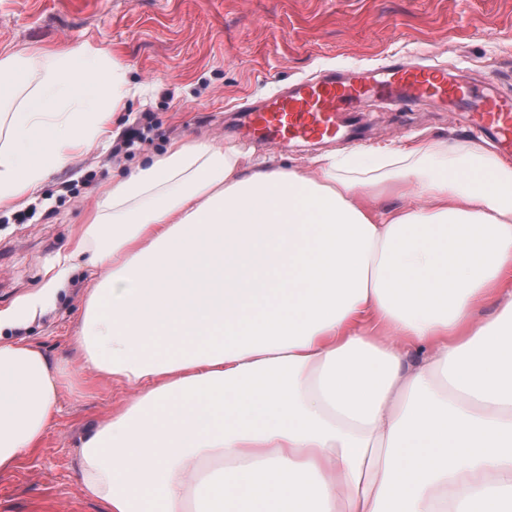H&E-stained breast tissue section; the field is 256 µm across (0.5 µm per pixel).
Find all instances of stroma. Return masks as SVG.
Wrapping results in <instances>:
<instances>
[{
	"label": "stroma",
	"instance_id": "obj_1",
	"mask_svg": "<svg viewBox=\"0 0 512 512\" xmlns=\"http://www.w3.org/2000/svg\"><path fill=\"white\" fill-rule=\"evenodd\" d=\"M87 45L120 64L128 95L107 148L76 155L15 205L0 209V309L45 288L50 268L72 250L95 201L145 157L175 141H206L280 165L310 166L324 153L400 146L414 138L474 144L467 114L430 100L363 103L364 139L267 143L237 130L240 109L278 89L332 70L398 57L437 64L512 98V0H0V58L27 68L0 99V145L19 102L48 65L44 49ZM141 136L130 149V129ZM86 275L67 294L12 330L55 358L72 356ZM89 393L63 390L60 412L39 450L0 476V512H100L74 466L85 430L124 395L120 384L84 370Z\"/></svg>",
	"mask_w": 512,
	"mask_h": 512
}]
</instances>
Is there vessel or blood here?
<instances>
[{"label": "vessel or blood", "instance_id": "obj_1", "mask_svg": "<svg viewBox=\"0 0 512 512\" xmlns=\"http://www.w3.org/2000/svg\"><path fill=\"white\" fill-rule=\"evenodd\" d=\"M368 97L403 101L451 98L471 104L473 127L490 133L503 150L512 151L511 98H485L467 79L449 80L442 67L407 62L301 81L250 109L247 123L253 133L273 143L322 140L338 134V112L352 109Z\"/></svg>", "mask_w": 512, "mask_h": 512}]
</instances>
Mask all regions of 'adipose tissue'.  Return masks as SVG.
Listing matches in <instances>:
<instances>
[{
  "label": "adipose tissue",
  "mask_w": 512,
  "mask_h": 512,
  "mask_svg": "<svg viewBox=\"0 0 512 512\" xmlns=\"http://www.w3.org/2000/svg\"><path fill=\"white\" fill-rule=\"evenodd\" d=\"M50 60L0 147V208L126 98L111 56ZM313 163L176 142L97 202L73 355L128 391L76 451L103 512H512V161L414 139ZM78 385L0 337V475Z\"/></svg>",
  "instance_id": "1"
}]
</instances>
